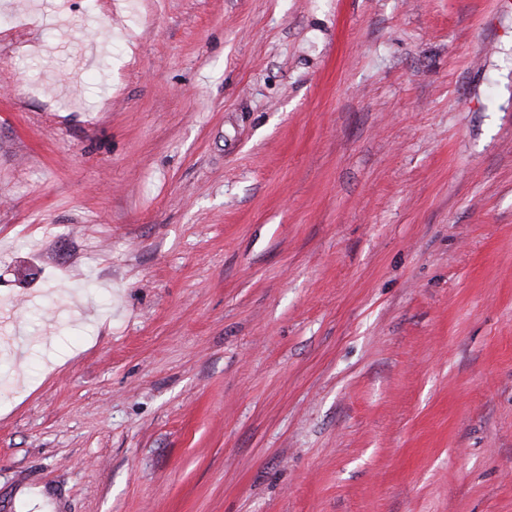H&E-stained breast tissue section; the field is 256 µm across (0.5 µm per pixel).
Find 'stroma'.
<instances>
[{
  "label": "stroma",
  "mask_w": 512,
  "mask_h": 512,
  "mask_svg": "<svg viewBox=\"0 0 512 512\" xmlns=\"http://www.w3.org/2000/svg\"><path fill=\"white\" fill-rule=\"evenodd\" d=\"M0 512H512V0H0Z\"/></svg>",
  "instance_id": "obj_1"
}]
</instances>
